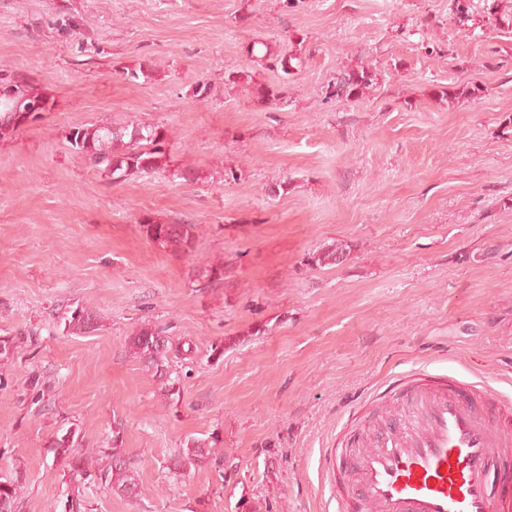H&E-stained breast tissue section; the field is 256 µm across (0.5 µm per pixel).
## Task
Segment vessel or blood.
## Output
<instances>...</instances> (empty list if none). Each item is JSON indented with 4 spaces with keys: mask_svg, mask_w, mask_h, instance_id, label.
Here are the masks:
<instances>
[{
    "mask_svg": "<svg viewBox=\"0 0 512 512\" xmlns=\"http://www.w3.org/2000/svg\"><path fill=\"white\" fill-rule=\"evenodd\" d=\"M398 402L366 448H330L336 512H512V423L485 386L421 372L387 386Z\"/></svg>",
    "mask_w": 512,
    "mask_h": 512,
    "instance_id": "b4317fda",
    "label": "vessel or blood"
}]
</instances>
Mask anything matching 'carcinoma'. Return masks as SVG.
<instances>
[{
  "instance_id": "1",
  "label": "carcinoma",
  "mask_w": 512,
  "mask_h": 512,
  "mask_svg": "<svg viewBox=\"0 0 512 512\" xmlns=\"http://www.w3.org/2000/svg\"><path fill=\"white\" fill-rule=\"evenodd\" d=\"M248 53L256 66L270 71L279 70L285 75L291 74L292 61H301V57L295 53L288 56L273 55L267 50L257 55L253 48ZM375 80L374 70L368 65L343 69L323 94L325 98L335 100L361 96L372 87ZM228 83L245 87L258 101L267 105L276 104L280 97L279 86L257 84L248 71L241 73L238 79H228ZM52 106L51 98L39 92L27 80L16 78L11 81L0 77V138L26 124L44 119V113L50 111ZM66 140L72 150L84 155L90 166L111 183L123 182L135 174L150 175L160 171H168L174 178L197 179V175L188 168H171V156L166 151L165 130L161 126L141 123L124 126L83 125L70 130ZM138 224L142 234L164 250L189 253L194 249L196 225L187 220L161 223L143 217ZM346 259L347 248L337 243L325 245L308 254L307 263L315 267L338 266ZM95 324L93 314L81 307L71 310L70 315L64 317L65 329L72 334L85 333ZM128 348L161 389L169 396L175 395L174 388L179 379L172 377V346L169 339L161 334V330L151 326L141 327L129 338ZM122 445L121 431L118 430L113 432L112 450L92 448L75 453L73 448L76 440L68 429L54 437L49 451L53 452L54 457L66 460L73 478L89 483L100 480L118 494L138 498L142 488L127 462ZM213 453L214 447L194 438L174 456V466L184 469L189 465L202 464ZM105 457L110 458V462L103 467L101 463ZM22 494L23 482L20 476L0 479V512H17Z\"/></svg>"
}]
</instances>
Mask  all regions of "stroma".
I'll use <instances>...</instances> for the list:
<instances>
[{
  "label": "stroma",
  "mask_w": 512,
  "mask_h": 512,
  "mask_svg": "<svg viewBox=\"0 0 512 512\" xmlns=\"http://www.w3.org/2000/svg\"><path fill=\"white\" fill-rule=\"evenodd\" d=\"M453 5L0 0V74L54 102L0 140V477L22 473L20 512L69 495L87 512H329L320 457L350 424L376 436L391 378L512 400V0H472L464 24ZM291 38L302 62L276 105L226 84L253 43ZM363 63L373 88L324 101ZM131 122L165 127L198 179L113 184L66 141ZM145 215L195 223L194 250L156 247ZM335 241L344 264L307 265ZM77 306L99 318L72 335ZM146 324L192 349L178 395L128 351ZM65 429L81 448L120 431L143 497L71 481L47 450ZM192 438L213 459L170 470Z\"/></svg>",
  "instance_id": "obj_1"
}]
</instances>
